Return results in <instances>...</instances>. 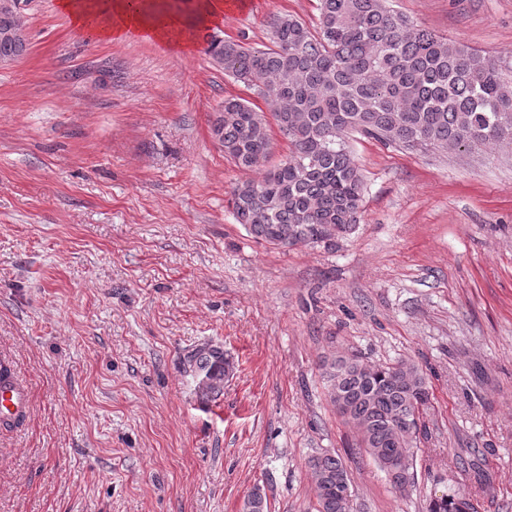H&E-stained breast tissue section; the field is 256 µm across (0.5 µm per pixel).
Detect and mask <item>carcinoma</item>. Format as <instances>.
I'll use <instances>...</instances> for the list:
<instances>
[{
	"label": "carcinoma",
	"mask_w": 512,
	"mask_h": 512,
	"mask_svg": "<svg viewBox=\"0 0 512 512\" xmlns=\"http://www.w3.org/2000/svg\"><path fill=\"white\" fill-rule=\"evenodd\" d=\"M318 32L281 16L265 49L214 36L206 53L235 81L277 108L272 118L288 154L258 179L237 184L233 217L257 240L291 247H336L361 218L363 180L345 141L359 132L388 145L448 150L512 145V75L493 59L434 34L386 6V0H317ZM14 12L0 9V61L27 50L15 36ZM211 134L224 154L252 168L270 149L265 113L240 97L224 99ZM207 400L224 392L231 364L219 348L187 356ZM328 397L353 425L358 445L395 489L414 484V448L425 435L414 419L430 403L426 378L411 361L372 365L342 358L325 369ZM307 468L316 512H349L351 479L338 455L319 454ZM471 498L454 491L426 512H470ZM254 488L242 512H265Z\"/></svg>",
	"instance_id": "carcinoma-1"
}]
</instances>
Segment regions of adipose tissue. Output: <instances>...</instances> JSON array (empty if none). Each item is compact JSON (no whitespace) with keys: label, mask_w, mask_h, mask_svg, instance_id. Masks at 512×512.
<instances>
[{"label":"adipose tissue","mask_w":512,"mask_h":512,"mask_svg":"<svg viewBox=\"0 0 512 512\" xmlns=\"http://www.w3.org/2000/svg\"><path fill=\"white\" fill-rule=\"evenodd\" d=\"M59 6L77 27L87 18H96L102 39L120 40L137 33L165 42L170 41L173 29L211 24L223 14L226 4L224 0H200L195 15L187 20L158 12L152 0H142L135 10L130 9L128 0H60Z\"/></svg>","instance_id":"1"}]
</instances>
